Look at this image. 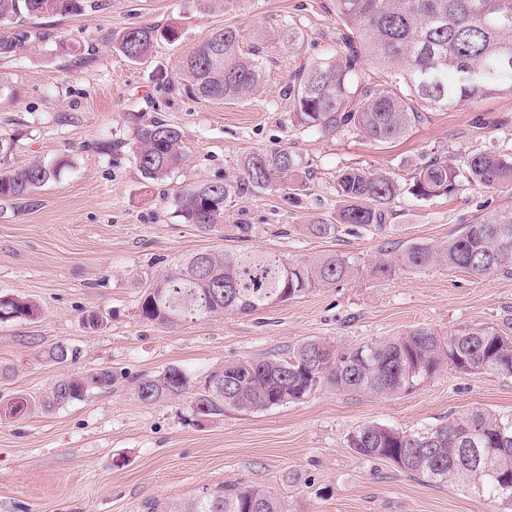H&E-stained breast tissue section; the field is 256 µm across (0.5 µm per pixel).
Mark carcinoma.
<instances>
[{"label":"carcinoma","mask_w":512,"mask_h":512,"mask_svg":"<svg viewBox=\"0 0 512 512\" xmlns=\"http://www.w3.org/2000/svg\"><path fill=\"white\" fill-rule=\"evenodd\" d=\"M90 0H0V23L49 15H77ZM340 22L336 50L295 69L285 85L296 126L333 135L358 130L376 143H389L410 132L426 113L456 108L495 95L512 96V0H331ZM279 40L288 47L303 39L300 27L283 18ZM176 29L141 25L116 38L132 61L145 59L159 39H176ZM239 29L226 26L191 54L183 64L197 94L210 100L249 96L263 70L259 49L244 53ZM387 76L374 82L376 73ZM134 153L142 174L160 180L183 166V134L159 118L129 114ZM11 144L0 137V199L25 201L56 179L60 165L41 159L21 168L7 167ZM298 155L284 149L252 153L242 161V182L203 183L180 192L176 210L185 223L210 231L224 217V204L234 188L278 187L302 191ZM478 188H512V155L480 153L453 166L433 157L403 187L383 172L358 169L337 181L340 207L334 224H310L318 237L336 233L339 224L382 229L389 206L407 192L420 198L447 195L460 180ZM443 265L485 278L512 266V210L476 218L448 240L416 242L373 265L371 274L386 278L397 270L423 271ZM357 268L338 253L286 260L274 253L248 249L186 256L153 280L139 302L140 318L164 328L186 322L185 313L201 319L217 314H251L297 299L314 288L334 286ZM39 306L17 296L0 295V322L37 319ZM493 326L474 325L441 336L428 328L389 336L338 351L321 341H307L288 358L238 361L212 375L207 389L194 400L202 416L224 409L255 413L296 402L311 386L344 392L395 395L410 391L442 369L460 373L512 374V345ZM49 356L57 364L73 362L78 349L59 343ZM109 369L71 374L58 380L48 406L79 400L94 388H109ZM190 388L188 375L177 368L137 383L138 398L154 403ZM473 436L484 449L480 462L461 459L463 437ZM351 447L364 457L388 460L402 471L428 482L448 479L478 495L503 500L512 485V415L472 410L424 431H399L367 424ZM151 512H285L269 490L250 484H226L183 505L157 504Z\"/></svg>","instance_id":"carcinoma-1"}]
</instances>
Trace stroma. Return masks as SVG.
Returning a JSON list of instances; mask_svg holds the SVG:
<instances>
[{
  "instance_id": "35a3bbf8",
  "label": "stroma",
  "mask_w": 512,
  "mask_h": 512,
  "mask_svg": "<svg viewBox=\"0 0 512 512\" xmlns=\"http://www.w3.org/2000/svg\"><path fill=\"white\" fill-rule=\"evenodd\" d=\"M304 37L288 49L275 32L282 17ZM139 25L172 26L147 59L132 61L114 38ZM238 27L244 49L264 50L263 78L245 99L195 95L183 61L224 26ZM339 26L329 0H98L79 15L0 26L24 37L0 56V134L13 138L10 167L62 161L58 178L30 201L0 200V294L36 302L33 321L0 323V403L32 406L0 420V512H148L244 482L272 491L286 512H505L457 483H427L382 459L357 454L352 436L377 423L403 431L435 427L470 410L512 413V375L442 370L419 389L391 396L319 387L263 412L232 409L200 417L194 399L212 373L247 358L286 357L319 340L336 349L416 327L448 334L489 324L512 336V271L478 279L441 266L378 279L369 269L384 251L415 241L439 243L475 217L512 208V190L459 182L448 195L399 196L383 229L337 225L339 174L387 172L400 184L433 156L495 151L512 155V97L491 95L428 113L393 143L358 131L325 136L294 126L283 95L289 75L335 48ZM178 126L188 159L155 181L138 169L128 113ZM112 143V153L98 145ZM285 149L303 162L298 203L285 190L233 195L209 232L183 223L174 198L201 183H236L248 154ZM249 225L247 239L234 227ZM247 248L285 259L326 253L351 257L358 275L249 315L226 314L167 329L143 321L146 283L180 257ZM102 322L90 328L86 317ZM67 343L76 362L46 355ZM176 367L191 380L182 395L140 401L137 380ZM111 369L112 388L52 408L42 404L67 373Z\"/></svg>"
}]
</instances>
